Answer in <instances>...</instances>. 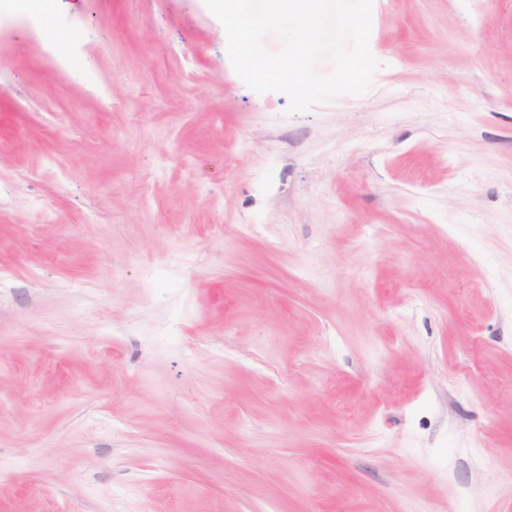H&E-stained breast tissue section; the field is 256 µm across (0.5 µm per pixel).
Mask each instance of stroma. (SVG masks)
<instances>
[{
    "mask_svg": "<svg viewBox=\"0 0 512 512\" xmlns=\"http://www.w3.org/2000/svg\"><path fill=\"white\" fill-rule=\"evenodd\" d=\"M31 7L0 512H512V0H373L369 90L295 113L204 0Z\"/></svg>",
    "mask_w": 512,
    "mask_h": 512,
    "instance_id": "35a3bbf8",
    "label": "stroma"
}]
</instances>
